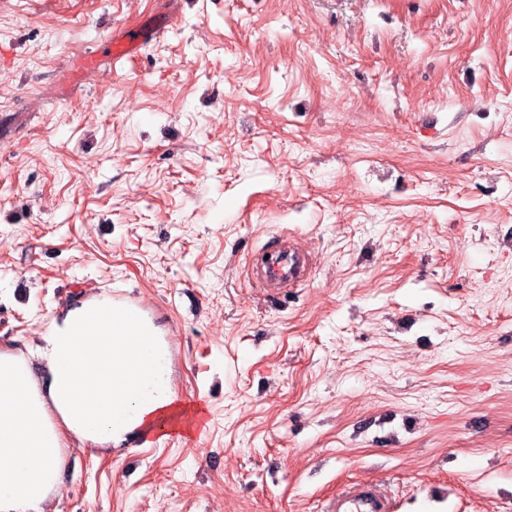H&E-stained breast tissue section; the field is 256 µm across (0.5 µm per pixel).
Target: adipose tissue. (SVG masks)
<instances>
[{"instance_id":"ef3b65f1","label":"adipose tissue","mask_w":512,"mask_h":512,"mask_svg":"<svg viewBox=\"0 0 512 512\" xmlns=\"http://www.w3.org/2000/svg\"><path fill=\"white\" fill-rule=\"evenodd\" d=\"M43 340L25 353L0 347V512H47L70 442L119 448L202 423L179 401L166 337L137 305L102 292L53 319Z\"/></svg>"}]
</instances>
